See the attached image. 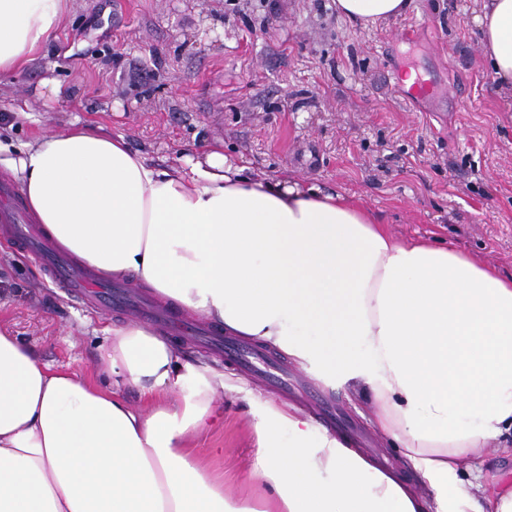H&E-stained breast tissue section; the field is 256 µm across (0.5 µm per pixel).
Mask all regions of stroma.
I'll return each mask as SVG.
<instances>
[{"instance_id": "1", "label": "stroma", "mask_w": 512, "mask_h": 512, "mask_svg": "<svg viewBox=\"0 0 512 512\" xmlns=\"http://www.w3.org/2000/svg\"><path fill=\"white\" fill-rule=\"evenodd\" d=\"M474 0H411L373 28L334 0H72L58 40L19 77L0 82V139L26 142L70 122L123 133L132 150L178 167L214 146L269 178L289 176L360 197L388 232L464 252L512 275V96L480 48ZM412 26L413 40L399 31ZM439 84L414 103L393 71ZM63 89L53 97L44 82ZM55 286L27 251L0 234V328L44 363L95 376L102 330L132 323ZM183 352L262 380L184 336ZM291 403L316 398L356 429L367 455L408 473L393 442L364 418L367 398L327 387L317 369L291 366ZM213 423L188 438L228 497L244 496L256 448L244 398L217 396Z\"/></svg>"}]
</instances>
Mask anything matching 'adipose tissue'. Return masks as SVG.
Instances as JSON below:
<instances>
[{
    "label": "adipose tissue",
    "mask_w": 512,
    "mask_h": 512,
    "mask_svg": "<svg viewBox=\"0 0 512 512\" xmlns=\"http://www.w3.org/2000/svg\"><path fill=\"white\" fill-rule=\"evenodd\" d=\"M369 26L411 0H335ZM483 54L512 92V0H475ZM69 0H0V78L58 39ZM35 224L115 280L135 278L227 333L352 385L414 477L374 466L302 410L249 398L259 499L232 500L188 436L240 379L139 324L105 328L91 381L0 329V512H512L481 452L512 437V278L391 236L359 200L251 177L220 150L164 168L120 133L72 125L0 142ZM146 407L131 408L123 388ZM468 478L454 496L448 479Z\"/></svg>",
    "instance_id": "ef3b65f1"
}]
</instances>
